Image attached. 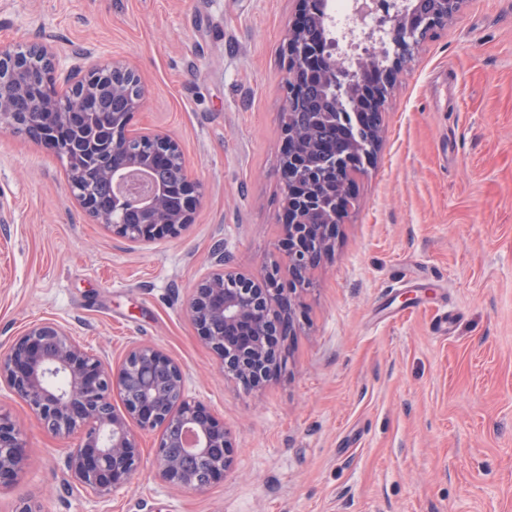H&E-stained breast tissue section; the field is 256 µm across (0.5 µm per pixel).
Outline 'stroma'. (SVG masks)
<instances>
[{"instance_id": "35a3bbf8", "label": "stroma", "mask_w": 512, "mask_h": 512, "mask_svg": "<svg viewBox=\"0 0 512 512\" xmlns=\"http://www.w3.org/2000/svg\"><path fill=\"white\" fill-rule=\"evenodd\" d=\"M296 0H0V44L122 60L146 92L134 128L180 145L202 198L178 236L134 243L93 222L59 156L0 132V350L64 325L118 363L156 345L231 432L223 480L178 492L159 435L110 499L67 485L77 435L0 391L28 466L0 492L43 512H512V0H464L395 73L358 206L315 275L287 365L260 393L225 379L186 312L226 245L259 268L276 239L283 53Z\"/></svg>"}]
</instances>
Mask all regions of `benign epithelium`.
<instances>
[{"label": "benign epithelium", "instance_id": "1", "mask_svg": "<svg viewBox=\"0 0 512 512\" xmlns=\"http://www.w3.org/2000/svg\"><path fill=\"white\" fill-rule=\"evenodd\" d=\"M464 0H434L435 10L418 17L417 0L389 4L387 38L398 50H418L420 32L455 16ZM298 16L290 25L284 53L288 60L287 98L304 78L314 74L326 81L336 77L342 59L312 41L314 0H297ZM57 55L47 43L0 45V129L16 130L11 101L18 95L35 98V124L48 134L44 142L64 153L65 110H92L97 84L120 71L134 79L137 72L120 60H106L78 76L73 67L60 93L48 90ZM353 85L332 103L333 124L346 129L344 140L317 157L302 145V132L293 112L282 113L285 147L282 168L292 187L283 198L282 246L270 253L260 270L230 264L227 249L217 250L214 269L199 282L188 303V315L216 354L224 377L246 391L258 390L285 361L283 344L299 330L298 312L304 293L313 288V273L333 251L336 228L356 198L350 192L354 175L349 154L358 151L370 160L380 140L387 90L374 93L367 121H361L359 86L378 80L370 62L358 59ZM149 138L166 150L163 159L186 169L179 144L157 131L137 132L121 112L101 144L112 149V169L120 205L106 210L88 195L76 194L85 212L98 224L131 242L178 234L192 223L200 201L199 185L189 178L178 185L179 203H166V189L148 178L155 155L134 140ZM336 175L337 188L327 186L324 168ZM143 214L142 224H125L123 207ZM24 401L45 428L57 435L79 434V444L67 454L68 484L87 498L105 500L128 484L137 471L141 449L130 427L142 432L162 429L154 451L156 475L171 488L203 490L224 477L233 462L231 434L201 403L186 397L182 366L157 347L130 342L122 362L109 368L105 358L86 350L59 323H34L0 351V389ZM133 390L136 397L117 412L110 402L114 391ZM26 464L21 429L0 412V489L15 481Z\"/></svg>", "mask_w": 512, "mask_h": 512}]
</instances>
